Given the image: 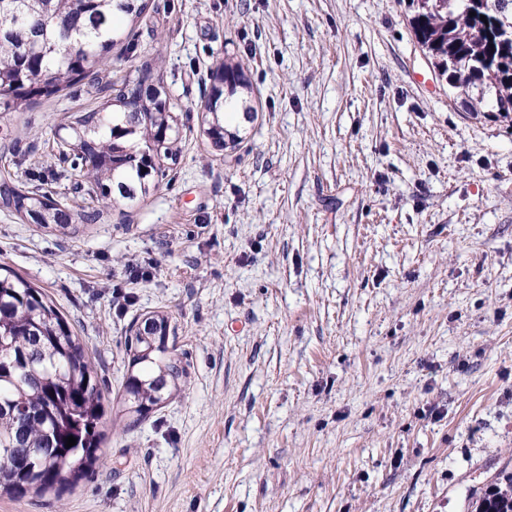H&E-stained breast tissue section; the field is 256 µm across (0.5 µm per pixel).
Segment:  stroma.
<instances>
[{
	"label": "stroma",
	"mask_w": 512,
	"mask_h": 512,
	"mask_svg": "<svg viewBox=\"0 0 512 512\" xmlns=\"http://www.w3.org/2000/svg\"><path fill=\"white\" fill-rule=\"evenodd\" d=\"M412 16L149 0L104 87L0 108V173L100 210L68 235L0 210V264L46 289L112 408L92 473L0 512H476L512 472V120L438 78ZM224 58L257 117L218 151L200 106ZM146 63L180 153L149 195L101 208L56 132ZM156 312L186 376L129 428L125 342Z\"/></svg>",
	"instance_id": "35a3bbf8"
}]
</instances>
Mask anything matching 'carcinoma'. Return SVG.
I'll use <instances>...</instances> for the list:
<instances>
[{"instance_id": "cac0c4a2", "label": "carcinoma", "mask_w": 512, "mask_h": 512, "mask_svg": "<svg viewBox=\"0 0 512 512\" xmlns=\"http://www.w3.org/2000/svg\"><path fill=\"white\" fill-rule=\"evenodd\" d=\"M147 0H0V107L23 110L83 81L97 80L112 48L141 22ZM475 16H470V13ZM486 16L481 21L480 16ZM412 27L439 75L477 102L512 114V0H433L415 6ZM203 108L204 133L218 149H234L242 131L237 113L253 118L243 67L222 61L210 69ZM123 82L110 104L76 113L60 151L70 169L87 180L97 201L132 202L157 187L164 163H176L180 131L176 104L165 88ZM0 209L65 233L92 224L97 210L74 211L37 190L0 177ZM163 314L130 328L123 416L135 424L173 399L186 375L169 345ZM105 393L88 352L48 294L7 269L0 275V493L22 497L55 489L86 475L96 463L106 416ZM76 445L65 447L67 437ZM16 453L31 455L26 471L4 467ZM507 489L494 487L479 512H512Z\"/></svg>"}]
</instances>
